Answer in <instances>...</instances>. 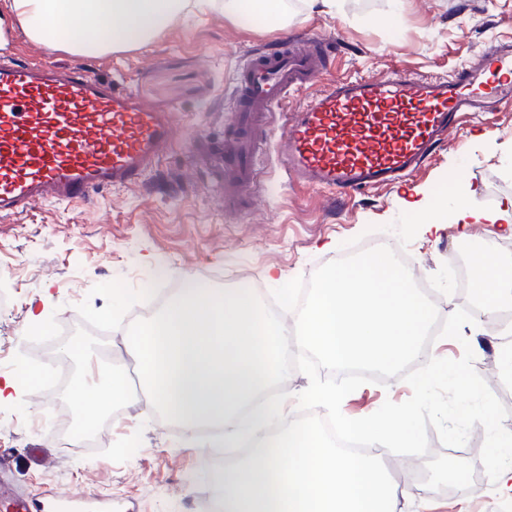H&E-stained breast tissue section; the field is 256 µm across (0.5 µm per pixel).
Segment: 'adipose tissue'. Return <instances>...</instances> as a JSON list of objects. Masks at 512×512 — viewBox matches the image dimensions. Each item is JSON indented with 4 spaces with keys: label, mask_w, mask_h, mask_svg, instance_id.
Here are the masks:
<instances>
[{
    "label": "adipose tissue",
    "mask_w": 512,
    "mask_h": 512,
    "mask_svg": "<svg viewBox=\"0 0 512 512\" xmlns=\"http://www.w3.org/2000/svg\"><path fill=\"white\" fill-rule=\"evenodd\" d=\"M208 0H0L7 13L32 41L76 54H104L140 46ZM425 232L451 223L512 224V200L496 209L483 208L469 188L440 191L416 203ZM482 425L498 459L496 482L501 495L512 498V424L492 407H484Z\"/></svg>",
    "instance_id": "1"
}]
</instances>
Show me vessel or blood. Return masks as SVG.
<instances>
[{"label":"vessel or blood","mask_w":512,"mask_h":512,"mask_svg":"<svg viewBox=\"0 0 512 512\" xmlns=\"http://www.w3.org/2000/svg\"><path fill=\"white\" fill-rule=\"evenodd\" d=\"M321 48L253 54L236 75L237 135L224 140V181L250 187L257 159L251 121L302 90L329 60ZM512 100V44L491 46L457 73L411 78L347 77L308 97L277 145L288 181L306 188L364 193L421 169L467 112ZM173 136L167 112L142 104L77 68L0 56V215L39 200L69 203L92 191L131 185ZM82 498L52 496L45 512H85Z\"/></svg>","instance_id":"obj_1"}]
</instances>
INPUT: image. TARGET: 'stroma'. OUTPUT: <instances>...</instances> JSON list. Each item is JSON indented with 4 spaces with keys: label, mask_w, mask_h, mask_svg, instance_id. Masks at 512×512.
<instances>
[{
    "label": "stroma",
    "mask_w": 512,
    "mask_h": 512,
    "mask_svg": "<svg viewBox=\"0 0 512 512\" xmlns=\"http://www.w3.org/2000/svg\"><path fill=\"white\" fill-rule=\"evenodd\" d=\"M309 37L335 44L328 70L314 83L318 90L345 75L377 77L393 67L412 76L437 75L512 40V0H336L331 13L288 0L282 22L248 24L214 7L144 45L100 56L46 48L17 26L0 32L1 54L89 70L173 112L176 127L170 147L141 183L0 217V275L10 296L8 307L0 306V379L11 375L16 354L44 362L58 356L56 344L26 340L31 314L45 312L63 332L76 330L77 305L86 300L102 309L105 298L91 289L115 279L137 290L158 288L154 300L129 312L135 320L160 311L188 274L217 289L258 288L266 301L277 285L310 277L321 264L358 249L389 246L410 258L422 280L466 241L512 252L507 225L474 224L462 232L446 225L424 236L416 213L401 203L417 187L468 186L488 209L512 199V103L462 116L414 177L361 195L288 186L273 145H265L256 187L238 206H225L223 179L211 158L223 152L224 133L237 122L235 72L255 52ZM271 270L277 280L268 279ZM507 323L504 317L495 324L480 320L462 330L476 347L475 370L495 392L506 381L503 352L512 347V336L502 332ZM464 344L439 338L423 355L458 359ZM411 395L406 382L392 377L384 386H361L341 410L359 416ZM70 422L56 393L0 404V512H12L20 494L27 495L30 512H39L49 491L110 500L122 512H200L202 496L211 492L208 463L201 449L187 447L178 422L159 418L144 401L133 402L109 421L106 445L58 438ZM428 437L430 452L423 457L379 451L392 479L414 476L420 496L436 512H496L484 428L475 426L460 447L443 446L433 431ZM450 458L471 476L466 493H459L456 480L433 475Z\"/></svg>",
    "instance_id": "obj_1"
}]
</instances>
